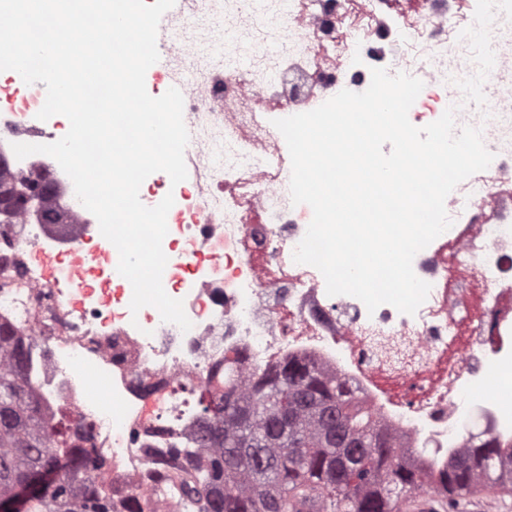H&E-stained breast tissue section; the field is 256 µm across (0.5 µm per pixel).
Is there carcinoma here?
I'll return each mask as SVG.
<instances>
[{
    "mask_svg": "<svg viewBox=\"0 0 512 512\" xmlns=\"http://www.w3.org/2000/svg\"><path fill=\"white\" fill-rule=\"evenodd\" d=\"M0 166V186L33 184ZM27 350L10 326L0 324V468L16 479L64 461L72 474L34 497L26 512H113L112 488L102 482L89 428L74 414L43 409L28 382ZM197 401L191 447L197 462L169 460L153 469L169 474L164 489L188 512H401L413 494L431 486L452 503L482 489L512 492V443H468L442 467L427 470L393 445L376 415L356 400L346 381L304 358H290L249 377L224 383L227 408L211 413ZM293 411L288 435L277 434L283 404ZM336 430L359 447H331ZM123 512H159L132 493Z\"/></svg>",
    "mask_w": 512,
    "mask_h": 512,
    "instance_id": "cac0c4a2",
    "label": "carcinoma"
}]
</instances>
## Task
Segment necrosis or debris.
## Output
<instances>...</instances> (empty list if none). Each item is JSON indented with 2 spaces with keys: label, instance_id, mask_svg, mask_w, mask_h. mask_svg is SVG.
Returning a JSON list of instances; mask_svg holds the SVG:
<instances>
[{
  "label": "necrosis or debris",
  "instance_id": "1",
  "mask_svg": "<svg viewBox=\"0 0 512 512\" xmlns=\"http://www.w3.org/2000/svg\"><path fill=\"white\" fill-rule=\"evenodd\" d=\"M185 0L160 37L170 52L157 82H178L190 139L181 207L164 238L170 297L182 300L189 331L156 308L132 312L133 290L101 260L99 285L75 292L44 276L36 250L72 244L78 227L43 224L0 232V321L25 330L27 375L47 406L82 416L97 455L108 460L113 498L143 491L151 459L189 445L196 411L189 393L215 367L256 373L289 358L336 372L376 412L397 447L426 467L444 464L470 436L512 442V419L496 400L470 401L485 366L512 347V0ZM245 61L224 57L227 36ZM383 68L418 77L409 111L423 127L448 104L456 127L481 129L490 167L445 200L452 221L442 255L429 244L413 260L430 284L412 315L389 304L368 312L331 296L323 275L293 254L312 220L293 204L288 151L274 120L293 98L305 110L347 89L368 88ZM44 83H0V141L39 143ZM67 193L66 206L92 220L55 159H11Z\"/></svg>",
  "mask_w": 512,
  "mask_h": 512
}]
</instances>
